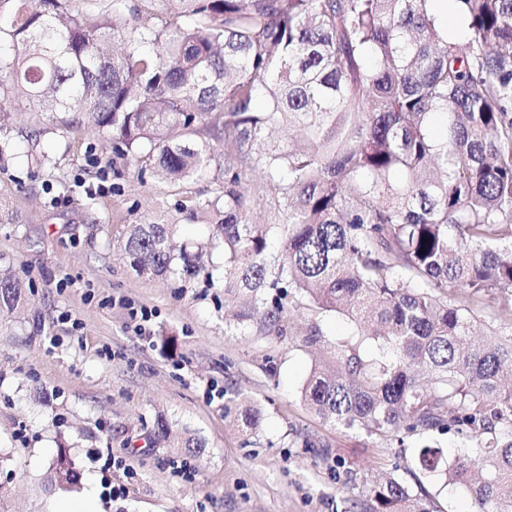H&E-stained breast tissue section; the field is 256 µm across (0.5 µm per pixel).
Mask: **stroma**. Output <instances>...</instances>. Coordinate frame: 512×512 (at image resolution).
<instances>
[{"instance_id": "35a3bbf8", "label": "stroma", "mask_w": 512, "mask_h": 512, "mask_svg": "<svg viewBox=\"0 0 512 512\" xmlns=\"http://www.w3.org/2000/svg\"><path fill=\"white\" fill-rule=\"evenodd\" d=\"M4 107L18 134L0 174V274L23 282L25 302L0 311V450L12 458L0 470V512H53L84 496L45 482L62 442L81 477L94 478L100 512H343L358 495L346 471L413 483L418 437L326 424L302 398L314 365L331 363L349 337L345 317L304 299L283 334L260 315L227 331L223 288L138 276L118 249L126 225L165 210L173 186L106 159L84 131L57 142L58 165L45 174L28 156L24 101ZM100 167L112 188L90 208L78 183ZM141 306L150 321L130 316ZM162 336L176 337L175 355L161 351ZM228 388L260 409L257 433L226 415ZM159 411L202 437L204 453L151 444Z\"/></svg>"}]
</instances>
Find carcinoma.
Wrapping results in <instances>:
<instances>
[{"label": "carcinoma", "mask_w": 512, "mask_h": 512, "mask_svg": "<svg viewBox=\"0 0 512 512\" xmlns=\"http://www.w3.org/2000/svg\"><path fill=\"white\" fill-rule=\"evenodd\" d=\"M0 0V98L28 103L30 159L55 168L58 137L89 129L143 175H205L224 140L222 182L179 191L120 242L141 277L200 275L279 328L307 299L346 316L336 365L314 367L307 405L332 426L387 437L454 431L466 451L420 447L472 512H512V319L483 320L512 292V0H451L450 38L433 0ZM441 117L442 131L434 129ZM0 111V173L13 144ZM266 177L277 224L251 221ZM207 224L205 243L175 242ZM207 251L220 264L203 268ZM25 295L0 278V309ZM251 432L259 411L236 413ZM154 444L195 456L205 441L163 412ZM57 448L46 481L76 488ZM434 512L398 479L362 487L349 512Z\"/></svg>", "instance_id": "1"}]
</instances>
